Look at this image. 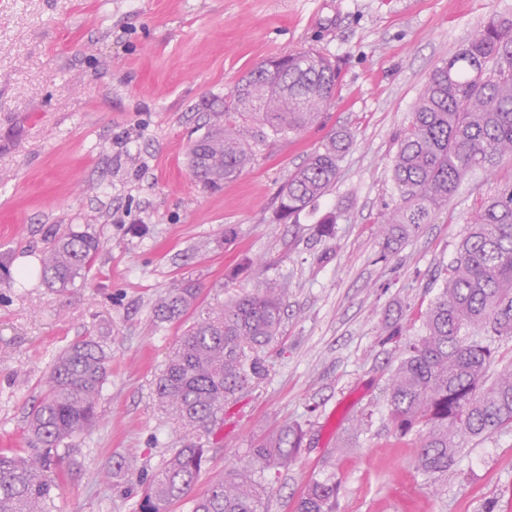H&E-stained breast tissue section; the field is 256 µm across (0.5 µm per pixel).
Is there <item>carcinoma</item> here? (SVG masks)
<instances>
[{"mask_svg":"<svg viewBox=\"0 0 512 512\" xmlns=\"http://www.w3.org/2000/svg\"><path fill=\"white\" fill-rule=\"evenodd\" d=\"M336 63L315 49L272 57L251 70L213 107L214 119L188 150L192 176L216 187L239 175L271 139L285 138L317 121L335 97ZM352 146L334 133L289 176L276 215L297 221L335 186L340 162ZM512 160V18L489 20L432 71L397 140L392 178L400 202L388 220L387 239L428 223L448 203L461 180L476 169ZM100 241L71 231L44 253L41 274L49 287L67 288L85 278ZM198 288H172L155 310L160 322L194 308ZM286 307L275 286L208 309L180 337L156 383L161 406L183 429L182 447L143 474L137 458L118 455L112 476L139 475L137 512H169L190 499L191 512H263L261 478L293 461L302 432L283 426L251 444L250 471L230 472L205 494H190L206 462L202 434L224 422V402L263 375L259 353L279 339ZM512 336V184L476 210L444 286L425 318L424 335L407 345L391 371L389 421L405 436L426 428L417 469L432 482L448 477L458 436L482 437L512 426V368L487 382L492 358L478 336ZM108 359L93 336L72 344L47 371L40 401L28 416L34 448L26 455L0 452V512H52L68 448L97 420ZM334 477L313 479L294 512H335Z\"/></svg>","mask_w":512,"mask_h":512,"instance_id":"cac0c4a2","label":"carcinoma"}]
</instances>
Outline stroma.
Returning a JSON list of instances; mask_svg holds the SVG:
<instances>
[{
  "instance_id": "obj_1",
  "label": "stroma",
  "mask_w": 512,
  "mask_h": 512,
  "mask_svg": "<svg viewBox=\"0 0 512 512\" xmlns=\"http://www.w3.org/2000/svg\"><path fill=\"white\" fill-rule=\"evenodd\" d=\"M512 0H0V449L26 452V416L59 353L85 336L110 356L99 421L65 454L52 512H135L136 478L107 481L117 455L157 469L181 432L155 383L204 311L276 281L288 290L267 371L224 405L193 488L249 470L251 443L285 425L303 438L266 475V512H294L313 479L336 477V512H512V429L460 436L439 493L416 467L421 431L396 437L387 379L421 333L443 270L512 161L468 173L430 223L385 239L391 177L432 70ZM314 48L339 61L317 124L275 142L218 189L188 170L209 102L266 59ZM345 128L335 188L299 223L275 220L289 174ZM337 217L322 236L318 221ZM103 244L83 282L15 278L63 234ZM198 308L153 324L169 289Z\"/></svg>"
}]
</instances>
